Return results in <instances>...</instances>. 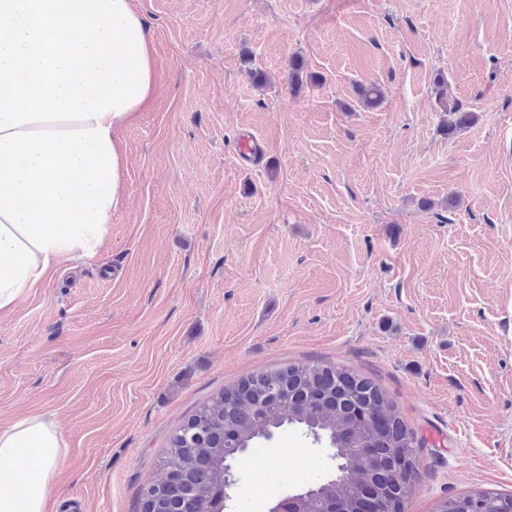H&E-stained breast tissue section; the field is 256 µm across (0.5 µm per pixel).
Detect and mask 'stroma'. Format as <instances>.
<instances>
[{
  "instance_id": "obj_1",
  "label": "stroma",
  "mask_w": 512,
  "mask_h": 512,
  "mask_svg": "<svg viewBox=\"0 0 512 512\" xmlns=\"http://www.w3.org/2000/svg\"><path fill=\"white\" fill-rule=\"evenodd\" d=\"M131 5L156 85L119 133L124 204L96 257L0 314V428L50 415L66 443L51 512H138L200 405L314 361L374 380L423 438L406 512L512 494V0ZM440 71L476 115L449 135ZM272 444L228 512L335 469L295 429Z\"/></svg>"
}]
</instances>
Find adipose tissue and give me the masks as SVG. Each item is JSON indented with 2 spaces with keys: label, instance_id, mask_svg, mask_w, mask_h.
Returning <instances> with one entry per match:
<instances>
[{
  "label": "adipose tissue",
  "instance_id": "1",
  "mask_svg": "<svg viewBox=\"0 0 512 512\" xmlns=\"http://www.w3.org/2000/svg\"><path fill=\"white\" fill-rule=\"evenodd\" d=\"M154 84L130 0H0V313L98 255L125 197L118 133ZM65 452L53 417L0 428V512H49Z\"/></svg>",
  "mask_w": 512,
  "mask_h": 512
}]
</instances>
